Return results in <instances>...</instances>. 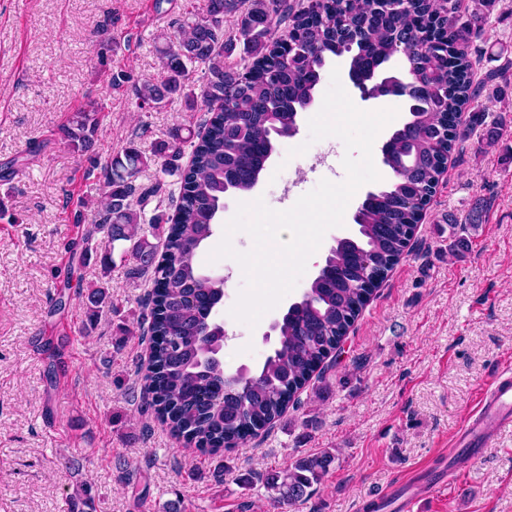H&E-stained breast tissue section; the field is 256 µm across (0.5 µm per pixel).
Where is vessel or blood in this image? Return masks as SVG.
Listing matches in <instances>:
<instances>
[{"label": "vessel or blood", "mask_w": 512, "mask_h": 512, "mask_svg": "<svg viewBox=\"0 0 512 512\" xmlns=\"http://www.w3.org/2000/svg\"><path fill=\"white\" fill-rule=\"evenodd\" d=\"M479 405L477 419L466 423L454 442L455 452L474 459L480 457L488 446L491 427L512 419V376L496 375L483 389ZM415 503V494L400 497L392 490L374 499L376 512H412Z\"/></svg>", "instance_id": "1"}]
</instances>
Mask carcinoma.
I'll use <instances>...</instances> for the list:
<instances>
[{
  "label": "carcinoma",
  "mask_w": 512,
  "mask_h": 512,
  "mask_svg": "<svg viewBox=\"0 0 512 512\" xmlns=\"http://www.w3.org/2000/svg\"><path fill=\"white\" fill-rule=\"evenodd\" d=\"M462 0H208L206 15L184 21L160 50L167 77L134 87L140 109L186 92L188 65L207 64L202 98L213 112L204 134L190 143L191 161L178 164L179 142L161 143L162 178L139 190L133 177L148 157L131 144L103 167L105 202L96 229L104 234V266L114 251L131 257L130 273L152 270L146 404L172 435L199 451L216 453L245 443L280 420L296 394L322 371L348 329L399 261L435 192L442 166L461 138L463 110L485 123L472 63L471 32L457 25ZM239 13L236 36L224 35V14ZM243 44L252 59L241 71L224 68V56ZM405 63L410 120L390 137L385 163L393 181L371 193L357 211L359 237L343 238L326 258L303 299L289 306L279 348L255 374L227 373L218 355L224 325L213 319L224 281L203 273L198 252L214 235L215 220L231 189H251L271 152L275 127L296 126L321 80L329 56L349 55V69L369 77L394 55ZM102 105L88 102L62 132L76 152L97 137ZM177 176L173 217H145L150 198ZM168 225L163 253L150 238ZM335 459L333 453L300 456L286 469L258 478L280 506L306 500Z\"/></svg>",
  "instance_id": "obj_1"
}]
</instances>
